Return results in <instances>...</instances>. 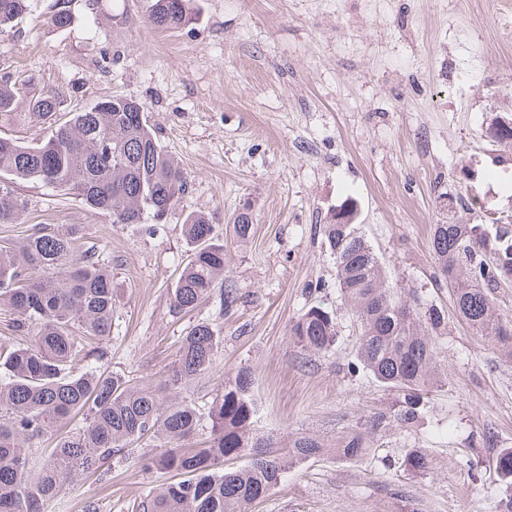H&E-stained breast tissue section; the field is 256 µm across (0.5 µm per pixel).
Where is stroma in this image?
I'll return each mask as SVG.
<instances>
[{"mask_svg": "<svg viewBox=\"0 0 512 512\" xmlns=\"http://www.w3.org/2000/svg\"><path fill=\"white\" fill-rule=\"evenodd\" d=\"M56 0H30L16 30L0 35V80L16 72L72 109L120 95L143 102L148 123L186 172L181 213L206 214L224 239V277L195 310L170 307L188 261L180 216L159 229L116 224L79 197L25 182L19 240L39 226L76 224L112 271V337L102 361L137 382H158L182 336L209 323L222 341L211 372L188 390L211 403L225 377L253 374V434L279 446L299 433L327 444L389 410L395 391L349 373L360 327L336 281L323 228L353 224L382 263L388 286L441 323L433 332L446 383L428 388L413 429L390 425L366 454H330L289 467L254 512H494L496 459L512 448V358L463 321L439 280L430 227L512 222V144L486 137L512 115V0H186L175 30L147 21L149 0H124L113 24L102 0L90 23L73 0L69 25L48 18ZM251 207L249 238L233 219ZM337 317L322 351L290 329L309 307ZM164 449L146 439L115 453L112 479L79 478L45 512H125L168 479L140 460ZM427 455V471L404 464Z\"/></svg>", "mask_w": 512, "mask_h": 512, "instance_id": "1", "label": "stroma"}]
</instances>
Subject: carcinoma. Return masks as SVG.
Segmentation results:
<instances>
[{"label":"carcinoma","mask_w":512,"mask_h":512,"mask_svg":"<svg viewBox=\"0 0 512 512\" xmlns=\"http://www.w3.org/2000/svg\"><path fill=\"white\" fill-rule=\"evenodd\" d=\"M71 0H58L48 22L70 23ZM28 0H0V34L26 14ZM190 21L185 0H152L148 22L178 29ZM39 119L60 110L49 94L27 98ZM19 99L0 86V119H8ZM136 100L112 96L70 113L49 138L31 146L0 136V224L22 222L27 202L19 181L41 182L74 194L89 208L106 211L114 224L162 223L187 193V175L160 144ZM501 143L512 142V119L488 128ZM188 261L171 289V307L190 311L207 299L224 274V244L215 225L196 213L183 217ZM336 259L338 286L361 332L351 370H365L402 399L371 417L370 429L392 423L411 427L425 410L422 391L440 382L436 347L429 330L440 324L435 309L407 303L385 284L377 255L349 217L340 212L324 228ZM431 251L436 277L454 288L458 314L482 334L512 345V320L497 313L492 293L512 275V228L490 235L482 224H435ZM112 272L94 248H83L77 232L46 225L20 242L0 241V305L18 314L15 331L30 334L29 344L0 345V512H44V504L86 475L103 478L112 452L146 437L163 436L174 447L142 467L171 472L174 480L135 506L136 512H252L277 485L286 465L331 452L354 460L367 451V437L351 431L325 445L308 436L288 444L286 457L271 449L252 455L243 467H226L261 442L249 426L256 412L252 376L240 369L224 381L208 411L182 395L211 371L218 334L206 322L193 326L179 342L166 378L135 384L90 362L104 358L112 336ZM337 322L311 307L291 327L306 350L333 344ZM208 441L185 448L203 424ZM40 439L54 442L48 460L36 465ZM503 487L498 512H512V448L498 458Z\"/></svg>","instance_id":"cac0c4a2"}]
</instances>
